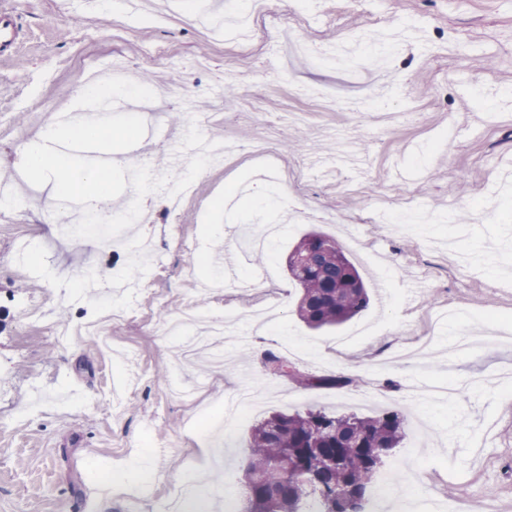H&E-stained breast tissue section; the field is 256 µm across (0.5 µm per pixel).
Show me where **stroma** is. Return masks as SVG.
I'll list each match as a JSON object with an SVG mask.
<instances>
[{
	"label": "stroma",
	"instance_id": "35a3bbf8",
	"mask_svg": "<svg viewBox=\"0 0 512 512\" xmlns=\"http://www.w3.org/2000/svg\"><path fill=\"white\" fill-rule=\"evenodd\" d=\"M249 0H179L145 13L112 17L84 0H0L23 34L18 53L0 60V184L18 198L13 221L0 223V512H159L177 473L229 485L245 497L242 461L253 426L275 411L311 407L406 419L391 482L406 493L410 473L441 512L453 500L470 512H512V0H273L270 15L239 42L235 29L216 35L212 13L244 15ZM293 26L301 41L323 46L356 34L381 40L404 28L390 63L363 83L314 60L278 37ZM121 59L134 78L149 74L159 96L150 106L122 100L116 113L147 124L128 150L151 170L185 172L190 152L173 159L189 122L204 136L244 147L269 132L276 144L303 139L280 153L300 223L282 221L273 251L239 268V287L201 299L196 284L218 275L212 257L241 245L256 206L238 223L214 224L224 180L250 181L253 165L208 166L196 179L198 201L178 215L165 195L150 194L147 224L126 230L148 243L159 265L133 273L124 248L67 237L51 221L52 185L36 187L20 172L23 148L51 117L56 99L76 101L80 75ZM234 83L235 98L224 86ZM364 100L359 112L325 105L322 95ZM259 100L264 116L251 112ZM416 110V122L381 128L376 110ZM404 161L417 179L403 182ZM456 209H449V201ZM434 222L401 229L381 222L413 208ZM317 231L349 252L367 287L369 306L337 329L310 330L296 314L299 291L285 258L299 238ZM95 270L126 283L100 294L78 283ZM193 306L220 320L208 370L185 339L158 330L173 311ZM459 335L496 326L498 345L448 353V316ZM314 377H345L340 387H299L268 374L255 343ZM452 376L458 398L429 401L427 380ZM250 391L259 412L229 417L228 399ZM224 425L219 463L199 469L201 430ZM149 453L158 481L147 496L134 484L113 488V469Z\"/></svg>",
	"mask_w": 512,
	"mask_h": 512
}]
</instances>
